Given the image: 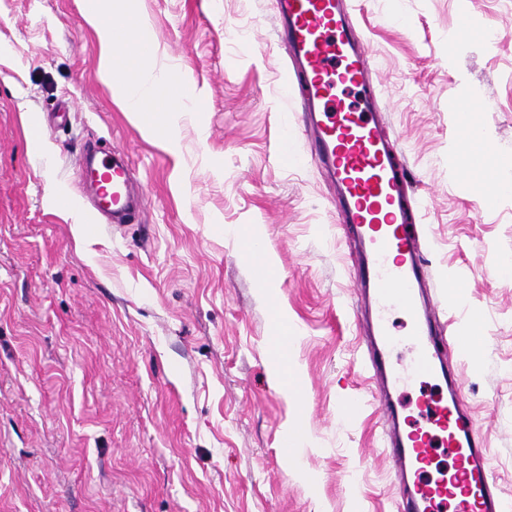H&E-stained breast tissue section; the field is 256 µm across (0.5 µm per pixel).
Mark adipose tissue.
Returning a JSON list of instances; mask_svg holds the SVG:
<instances>
[{
    "label": "adipose tissue",
    "mask_w": 512,
    "mask_h": 512,
    "mask_svg": "<svg viewBox=\"0 0 512 512\" xmlns=\"http://www.w3.org/2000/svg\"><path fill=\"white\" fill-rule=\"evenodd\" d=\"M83 19L99 40L100 73L125 111L146 135L177 150L178 120L194 92L187 79L156 68L159 45L137 14L135 0H93Z\"/></svg>",
    "instance_id": "adipose-tissue-1"
}]
</instances>
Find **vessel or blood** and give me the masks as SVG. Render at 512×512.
<instances>
[{
  "mask_svg": "<svg viewBox=\"0 0 512 512\" xmlns=\"http://www.w3.org/2000/svg\"><path fill=\"white\" fill-rule=\"evenodd\" d=\"M349 16L346 0H277L275 33L290 61L286 77L303 92L307 150L335 186L345 222L361 243L349 255L372 313L371 344L360 365L371 384L366 404L391 423L386 453L401 486L396 512H512V493L495 478L477 422L459 399L460 374L445 358L443 301L425 291L422 235L395 160L397 143L374 100L358 95L369 83L371 57ZM79 168L96 178L92 223L138 220L142 206L129 167L112 149L102 148L96 163L83 160ZM395 309L409 318L402 337L390 328ZM398 348L406 359L394 357ZM421 378L443 381L448 395L420 402L424 423L404 434L393 426L395 398ZM439 448L447 449L451 465L437 464Z\"/></svg>",
  "mask_w": 512,
  "mask_h": 512,
  "instance_id": "obj_1",
  "label": "vessel or blood"
}]
</instances>
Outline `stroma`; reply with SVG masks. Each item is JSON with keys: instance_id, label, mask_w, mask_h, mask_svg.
I'll return each mask as SVG.
<instances>
[{"instance_id": "obj_1", "label": "stroma", "mask_w": 512, "mask_h": 512, "mask_svg": "<svg viewBox=\"0 0 512 512\" xmlns=\"http://www.w3.org/2000/svg\"><path fill=\"white\" fill-rule=\"evenodd\" d=\"M82 0H0V512H395L379 415L355 407L366 341L336 198L305 153L302 97L274 44L276 0H136L158 66L197 94L179 150L147 137L99 77ZM371 83L414 197L428 199V285L448 359L512 491V197L450 169L462 120L512 172V0H352ZM472 32L453 34L460 16ZM69 118L30 149L37 117ZM288 144H281L282 132ZM112 146L143 192L136 224H91L76 161ZM260 227L268 281L244 245ZM479 318L483 342L460 352ZM287 358L294 375L277 373ZM310 435L288 465L289 427Z\"/></svg>"}]
</instances>
